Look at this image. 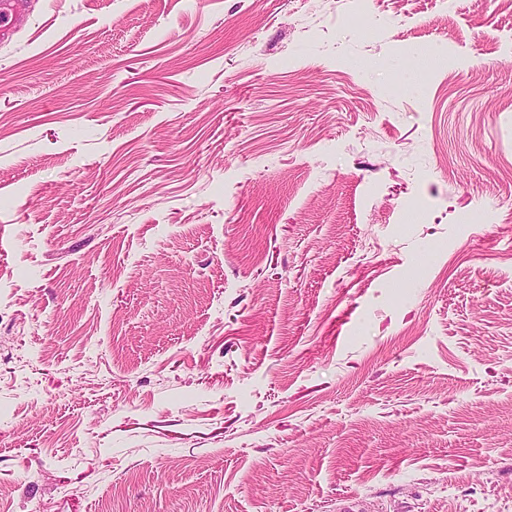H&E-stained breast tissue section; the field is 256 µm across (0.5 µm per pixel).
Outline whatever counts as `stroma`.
I'll return each instance as SVG.
<instances>
[{
    "label": "stroma",
    "mask_w": 512,
    "mask_h": 512,
    "mask_svg": "<svg viewBox=\"0 0 512 512\" xmlns=\"http://www.w3.org/2000/svg\"><path fill=\"white\" fill-rule=\"evenodd\" d=\"M512 512L503 0H32L0 43V512Z\"/></svg>",
    "instance_id": "stroma-1"
}]
</instances>
